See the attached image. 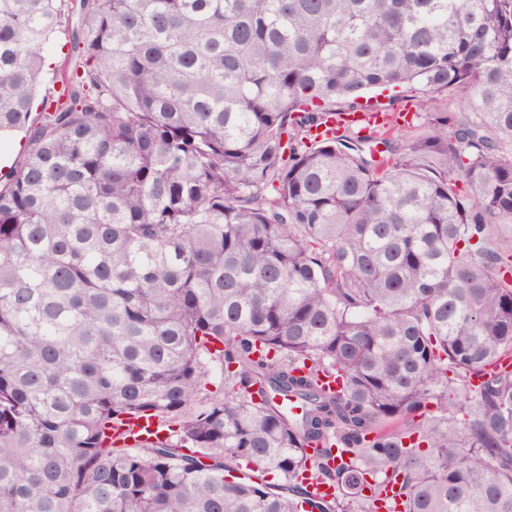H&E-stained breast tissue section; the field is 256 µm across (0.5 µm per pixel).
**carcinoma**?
Masks as SVG:
<instances>
[{"mask_svg":"<svg viewBox=\"0 0 512 512\" xmlns=\"http://www.w3.org/2000/svg\"><path fill=\"white\" fill-rule=\"evenodd\" d=\"M65 6L0 0V512H306L321 441L318 512H512V0H81L38 101ZM409 91L410 90H408V89L405 92H401V93H390V92L386 91L378 99L381 101V103L387 104V103H389V97L392 95H396V97L390 99L391 100L390 105H389L390 111L395 113L396 116L399 113H403V115H404L405 113L408 112L407 119L410 121L412 119V115H413L414 111L416 110L414 107V102L411 101L410 99H414V98H411L413 95L419 96L420 94L415 91H413V92H409ZM327 464L328 461L324 457L315 455L310 463V469L299 478L307 488V499L314 504L328 502L336 494L335 486L319 475V471Z\"/></svg>","mask_w":512,"mask_h":512,"instance_id":"cac0c4a2","label":"carcinoma"}]
</instances>
